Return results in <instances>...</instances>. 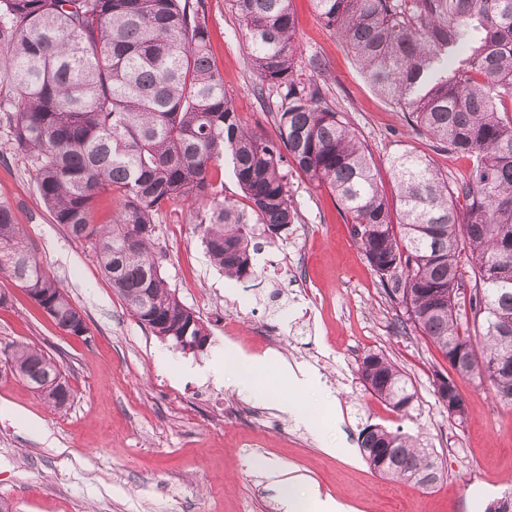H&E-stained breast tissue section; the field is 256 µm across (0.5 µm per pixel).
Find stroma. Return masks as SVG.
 I'll return each mask as SVG.
<instances>
[{
	"instance_id": "stroma-1",
	"label": "stroma",
	"mask_w": 512,
	"mask_h": 512,
	"mask_svg": "<svg viewBox=\"0 0 512 512\" xmlns=\"http://www.w3.org/2000/svg\"><path fill=\"white\" fill-rule=\"evenodd\" d=\"M213 55L242 121L277 138L278 97L258 98L244 27L229 0H205ZM304 57L325 61L332 106L373 155L382 192L394 198L391 157L426 155L446 177L468 159L439 150L370 86L311 0H293ZM298 213L281 235L256 236L258 278H225L210 261L197 211L177 202L156 218L155 255L179 300L208 322V346L186 353L141 325L102 275L88 243L54 223L25 160L0 127V202L9 204L46 272L82 311L88 335L66 334L8 277L0 344H34L59 362L73 397L54 409L22 380L0 372V500L15 512H282L281 483L293 481L302 512L314 500L346 512H483L512 483V407L495 404L472 375L456 376L468 406L454 422L433 379L448 370L426 338L402 331L353 237L335 195L300 173L288 176ZM279 336H261L267 323ZM272 366L261 391L189 375L215 353ZM368 353L393 361L416 393L408 412L371 395L358 375ZM289 396L314 409L307 425L275 406ZM382 424L433 448L443 476L433 487L381 478L362 460L358 437Z\"/></svg>"
}]
</instances>
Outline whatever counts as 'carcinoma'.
<instances>
[{"label": "carcinoma", "mask_w": 512, "mask_h": 512, "mask_svg": "<svg viewBox=\"0 0 512 512\" xmlns=\"http://www.w3.org/2000/svg\"><path fill=\"white\" fill-rule=\"evenodd\" d=\"M247 36L258 96L276 94L279 139L243 124L211 54L204 0H0V126L31 166L53 221L89 243L102 274L152 334L203 336L154 254L155 216L174 201H210L201 242L224 276H256V231L295 223L288 170L338 198L387 295L405 306L403 330L466 349L461 372L512 406V0H313L371 87L412 116L438 148L472 161L452 181L425 157L391 161L390 203L368 146L317 83L301 80L292 0H230ZM230 158L246 206L222 197L214 173ZM119 199L109 224L95 221L103 192ZM463 207H458L459 201ZM468 269L461 271V254ZM0 274L53 310L57 326L81 311L0 203ZM511 282L505 284L503 279ZM468 300L479 342L462 328ZM0 363L43 400L65 408L71 389L60 365L28 343L0 347ZM365 389L405 412L406 376L384 355L358 366ZM377 474L432 487L442 471L433 449L379 425L359 439Z\"/></svg>", "instance_id": "obj_1"}]
</instances>
